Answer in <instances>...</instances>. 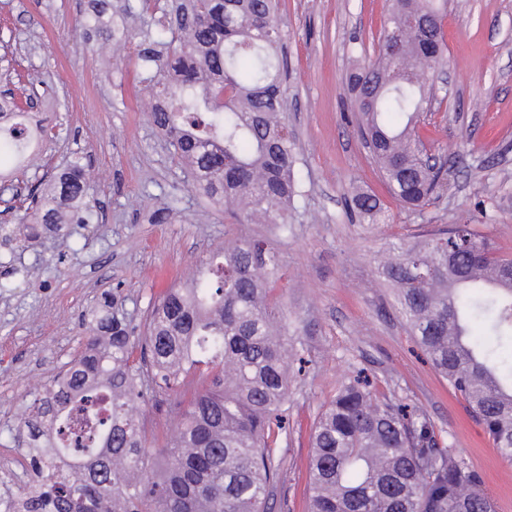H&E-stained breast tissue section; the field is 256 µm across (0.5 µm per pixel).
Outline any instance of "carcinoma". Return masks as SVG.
<instances>
[{"mask_svg":"<svg viewBox=\"0 0 512 512\" xmlns=\"http://www.w3.org/2000/svg\"><path fill=\"white\" fill-rule=\"evenodd\" d=\"M448 0H392L376 58L346 76L357 129L393 197L440 198L446 162L428 163L414 129L444 65ZM166 11L123 0L126 15ZM276 0H183L167 29L143 32L133 52L155 70L146 90L172 157L213 205L288 230L296 193L295 141L285 115ZM0 94V157L52 138L42 121ZM4 239L65 240L91 228L92 187L73 161L21 200ZM378 224L375 196L355 198ZM432 366L467 401L495 447L512 459V363L476 341L487 324L512 344V259L473 224L399 244L379 267ZM265 240H224L194 278L170 289L144 326L114 297L83 324L84 349L14 423L31 472L0 512H272L288 437V332ZM192 390L184 404L178 389ZM167 404L177 422L147 437L146 407ZM309 512H495L481 475L421 407L379 398L354 376L318 414L312 433Z\"/></svg>","mask_w":512,"mask_h":512,"instance_id":"cac0c4a2","label":"carcinoma"}]
</instances>
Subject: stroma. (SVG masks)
<instances>
[{
    "label": "stroma",
    "mask_w": 512,
    "mask_h": 512,
    "mask_svg": "<svg viewBox=\"0 0 512 512\" xmlns=\"http://www.w3.org/2000/svg\"><path fill=\"white\" fill-rule=\"evenodd\" d=\"M389 0H281L285 112L295 133L298 195L287 231L238 223L214 207L172 160L146 109L151 72L127 51L150 16L114 14L94 31L91 0H0V85L45 98L55 138L24 164L37 181L80 161L97 189L94 234L68 244L0 248V490L18 489L30 458L14 440L16 415L82 347V320L112 291L141 323L170 288L230 236L265 238L281 266L274 295L307 365L293 378L288 443L273 512H308L311 432L341 382L363 370L373 390L422 406L478 471L496 512H512V461L467 402L431 366L377 268L392 241L473 224L512 255V0H450L443 20L453 84L418 126L448 163L441 198L403 208L350 120L346 74L377 49ZM377 196L387 220L359 221L351 197ZM178 211L158 223L170 201Z\"/></svg>",
    "instance_id": "stroma-1"
}]
</instances>
